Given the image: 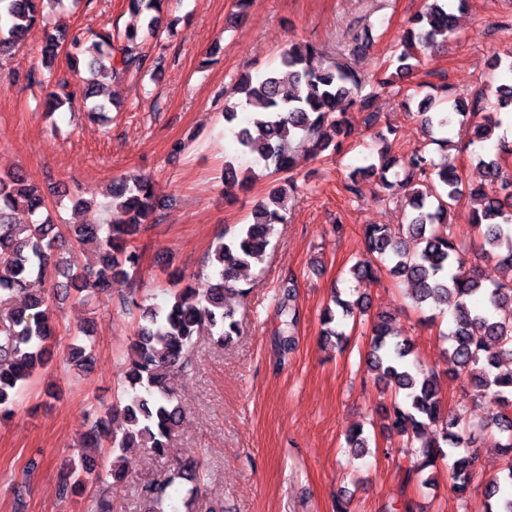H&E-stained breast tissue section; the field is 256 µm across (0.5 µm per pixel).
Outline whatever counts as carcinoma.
Listing matches in <instances>:
<instances>
[{
    "label": "carcinoma",
    "mask_w": 512,
    "mask_h": 512,
    "mask_svg": "<svg viewBox=\"0 0 512 512\" xmlns=\"http://www.w3.org/2000/svg\"><path fill=\"white\" fill-rule=\"evenodd\" d=\"M46 2L57 4L60 0H0V17L8 22L6 29H0V54L24 43L39 27L44 42L42 66L50 72L59 49L68 40L77 41L78 35L50 26L44 13ZM128 2L137 22L149 11H160V0ZM467 5L468 0H429L426 10L409 20L403 49L390 58L395 71L379 77L377 86L385 88L413 71L419 52L457 37L456 12ZM92 49L89 67L101 66L106 60L115 74L140 69L146 61L132 25L121 46L115 47L103 37ZM287 84L294 88L289 94L284 92ZM363 85L364 79L347 58L325 63L315 44H292L281 53L279 69L256 77L246 73L232 84L225 93L224 121L234 125L232 133L241 154L262 161L275 174L291 176L297 166L292 141L307 139L318 154L339 149L337 138L349 125L348 113L366 103L359 98ZM240 108L249 109L243 126L237 124ZM496 111L512 115V85L486 84L470 98H455L451 107L441 112L433 111L429 98L418 105L427 133L456 122L469 133L470 146L490 139L492 130L501 126L502 119L494 118ZM379 139L377 162L354 168L349 173V190L355 191L359 180L376 176L384 189L407 191L411 215L402 225L400 237L383 224L363 225V241L372 258L357 261L350 273L363 286L377 279L379 268L386 269L411 286V298L419 308L446 307L453 302L451 323L442 334L447 342L443 354L454 365L455 377L467 380L475 399L491 396L497 401L499 412L492 424L509 433L498 448L506 457L502 478L512 485V280L485 283L448 223V214L463 196L477 200L479 208L473 212L472 223L479 249L512 271V173L501 162V156L512 155V145L499 141L495 156L472 152L483 182L466 189L458 167L448 158L437 163L422 149L395 156L387 137ZM111 196L106 218L94 216L82 224L67 225L76 241L92 244L99 251L97 264L67 273V282L60 284L65 289L76 287L86 299L112 289L118 279L130 280L129 270L139 262L131 242L153 213L152 184L146 177L114 180ZM43 209L41 190L21 170L0 172V420L13 415L12 392L47 365V341L56 331L47 299L29 293V287L35 280L51 281L57 226L48 218L30 224L12 220V213L18 210L33 216ZM285 222L278 209L259 206L253 222L216 242L209 256L219 267L214 283L198 288L180 275L173 282L168 303L141 308V323L129 344L125 369L130 389L112 406L125 427L118 436L99 419L88 435L92 446L103 439L109 442V468L100 471L94 458L84 456L71 463L69 476L94 481L108 475L118 477L129 448H147L156 457L165 455L182 420L171 377L185 371L186 354L201 336L223 345L240 334V323L235 312L224 306V295L248 294V289L240 287V270L265 262L276 225ZM334 304L323 311L321 336L325 341L335 339L339 346L345 337L342 327L365 315V308L361 296L347 300L337 295ZM281 315L279 344L289 352L295 346L297 315L287 298L281 303ZM371 331L367 367L374 379L391 391L390 405L383 408L385 427L403 438L404 456L408 457L407 464L396 466L401 477L400 508L411 512L406 487L447 459L452 460L448 474L454 491L466 494L474 486L479 461L473 449L475 430L461 414L445 412L439 374L412 357L409 340L394 334L387 316H377ZM67 361L84 371L91 363V353L87 346L74 344ZM430 424L438 430L428 438L424 428ZM199 480L196 459L181 461L166 479L145 486L143 512H165L167 489L177 481L191 484L185 491V504L191 505ZM499 491L497 482L484 487L486 512H512V494Z\"/></svg>",
    "instance_id": "obj_1"
}]
</instances>
